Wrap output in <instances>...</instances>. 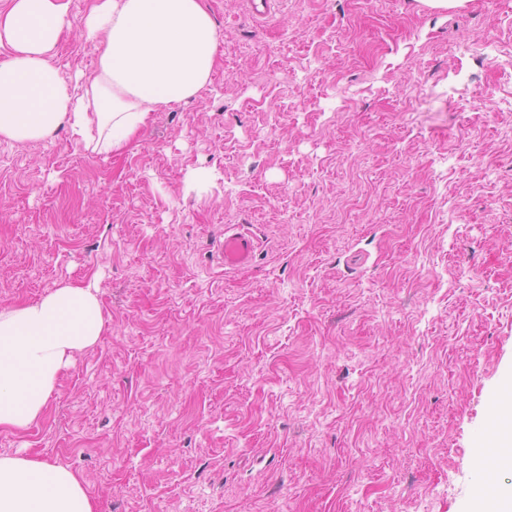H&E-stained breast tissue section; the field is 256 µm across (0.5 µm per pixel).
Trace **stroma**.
I'll return each instance as SVG.
<instances>
[{"mask_svg": "<svg viewBox=\"0 0 512 512\" xmlns=\"http://www.w3.org/2000/svg\"><path fill=\"white\" fill-rule=\"evenodd\" d=\"M92 3L51 55L79 96ZM206 4L209 82L123 155L0 138V308L93 279L105 318L0 455L97 512H471L512 397V0ZM224 231V265L231 269H240L247 266L254 249L253 242L240 232Z\"/></svg>", "mask_w": 512, "mask_h": 512, "instance_id": "1", "label": "stroma"}]
</instances>
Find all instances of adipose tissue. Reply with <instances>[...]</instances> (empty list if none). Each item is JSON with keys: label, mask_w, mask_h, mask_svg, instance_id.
Returning a JSON list of instances; mask_svg holds the SVG:
<instances>
[{"label": "adipose tissue", "mask_w": 512, "mask_h": 512, "mask_svg": "<svg viewBox=\"0 0 512 512\" xmlns=\"http://www.w3.org/2000/svg\"><path fill=\"white\" fill-rule=\"evenodd\" d=\"M67 0H10L0 12V137L37 142L59 129L98 153L121 154L161 108L209 80L216 22L202 0H95L82 20L98 66L75 97L50 57L69 27ZM96 281L63 284L39 302L0 309V429L44 413L75 351L104 331ZM0 512H96L79 477L43 461L0 456Z\"/></svg>", "instance_id": "ef3b65f1"}]
</instances>
